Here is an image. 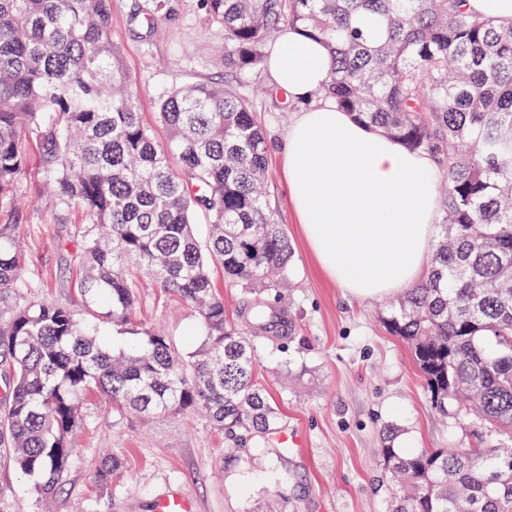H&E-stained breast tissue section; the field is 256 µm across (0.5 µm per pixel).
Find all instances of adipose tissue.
<instances>
[{"label":"adipose tissue","instance_id":"ef3b65f1","mask_svg":"<svg viewBox=\"0 0 512 512\" xmlns=\"http://www.w3.org/2000/svg\"><path fill=\"white\" fill-rule=\"evenodd\" d=\"M267 54L270 85L304 104L280 160L321 271L363 300L416 284L428 271L440 209L441 173L432 158L320 97L332 68L322 40L285 28Z\"/></svg>","mask_w":512,"mask_h":512}]
</instances>
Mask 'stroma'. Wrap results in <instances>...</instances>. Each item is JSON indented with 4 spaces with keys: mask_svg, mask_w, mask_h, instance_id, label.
<instances>
[{
    "mask_svg": "<svg viewBox=\"0 0 512 512\" xmlns=\"http://www.w3.org/2000/svg\"><path fill=\"white\" fill-rule=\"evenodd\" d=\"M110 32L133 79L138 108L159 143L168 132L158 102L192 81L224 82L247 92L264 74L235 77L224 71L219 49L224 34L209 23L200 0H112ZM252 104L268 148V194L277 224L293 248L291 288L280 299L296 327L287 346L259 343L257 377L278 404L282 428L299 442L288 450L284 479L270 478L264 460L225 469L224 434L188 412L126 420L97 397L82 405L70 460L52 512H152L171 491L193 499L197 512H387L390 491L382 479L378 450L384 426L394 425L414 448H466L468 422L439 417L427 399L408 348L384 330L379 316L390 301L347 294L318 270L291 206L278 155L294 118L273 109L264 95ZM33 147L29 166L12 192L0 195V225L13 227L28 288L22 299L69 307L97 328L112 325L89 311L77 287L82 273L81 210L58 206ZM137 318L161 326L178 350L191 348L202 327L196 311L155 281L141 280ZM124 465L109 490L95 472L108 453ZM0 512H40L30 480L0 458Z\"/></svg>",
    "mask_w": 512,
    "mask_h": 512,
    "instance_id": "stroma-1",
    "label": "stroma"
}]
</instances>
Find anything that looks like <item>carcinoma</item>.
I'll list each match as a JSON object with an SVG mask.
<instances>
[{"instance_id": "carcinoma-1", "label": "carcinoma", "mask_w": 512, "mask_h": 512, "mask_svg": "<svg viewBox=\"0 0 512 512\" xmlns=\"http://www.w3.org/2000/svg\"><path fill=\"white\" fill-rule=\"evenodd\" d=\"M224 30V67L258 71L267 40L299 27L328 43L324 97L405 149L446 169L442 234L427 276L383 317L406 344L432 409L474 416L471 448H398L379 458L394 486L389 512H512V26L469 12L467 0H200ZM112 0H0V193L41 145L53 197L84 210L88 306L112 322L119 348L50 302L14 306L0 329L5 400L0 451L50 499L75 451L86 398L118 415L191 411L224 431L238 466L282 468L281 413L255 376L253 342L293 340L278 297L292 246L267 202V145L247 96L199 81L171 92L158 117L162 147L138 112L133 81L110 37ZM175 155L178 167L170 164ZM209 240L193 234L195 218ZM196 308L192 350L135 319L128 263ZM270 297L224 310L211 264ZM26 287L12 227L0 228V301ZM122 458L96 470L109 488Z\"/></svg>"}]
</instances>
